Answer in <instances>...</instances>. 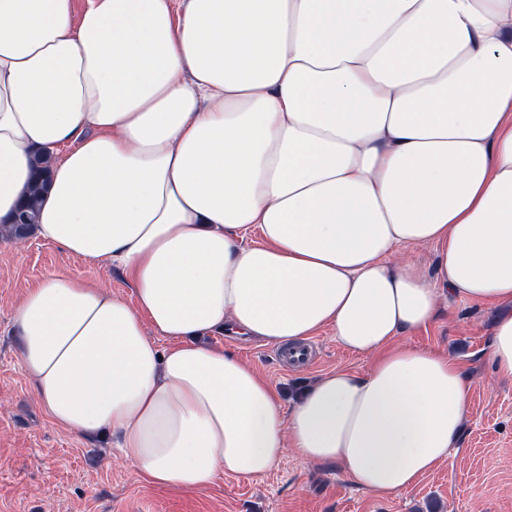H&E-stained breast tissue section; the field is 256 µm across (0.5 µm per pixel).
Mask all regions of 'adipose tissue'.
<instances>
[{
    "mask_svg": "<svg viewBox=\"0 0 512 512\" xmlns=\"http://www.w3.org/2000/svg\"><path fill=\"white\" fill-rule=\"evenodd\" d=\"M39 153L36 235L135 286L52 276L17 307L55 424L187 492L290 450L388 496L458 447L464 367L395 340L442 291L512 302V0H0V224ZM426 244L429 277L400 254ZM324 328L372 366L286 416L201 342ZM484 355L512 379V315Z\"/></svg>",
    "mask_w": 512,
    "mask_h": 512,
    "instance_id": "ef3b65f1",
    "label": "adipose tissue"
}]
</instances>
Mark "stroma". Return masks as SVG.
I'll use <instances>...</instances> for the list:
<instances>
[{
    "label": "stroma",
    "instance_id": "obj_1",
    "mask_svg": "<svg viewBox=\"0 0 512 512\" xmlns=\"http://www.w3.org/2000/svg\"><path fill=\"white\" fill-rule=\"evenodd\" d=\"M54 274L135 298L133 284L107 264L78 260L34 236L0 240V512H512V380L497 378L477 357L495 319L512 314V303L476 304L443 293L431 323L401 335V344L458 359L470 377L459 447L412 486L380 497L352 485L336 464H302L288 455L267 474L225 476L185 492L140 476L111 436H83L50 420L24 367L15 311L30 288ZM313 341V364L285 370L273 344L222 334L207 339L272 382L285 412L324 374L364 373L372 365L330 330Z\"/></svg>",
    "mask_w": 512,
    "mask_h": 512
}]
</instances>
